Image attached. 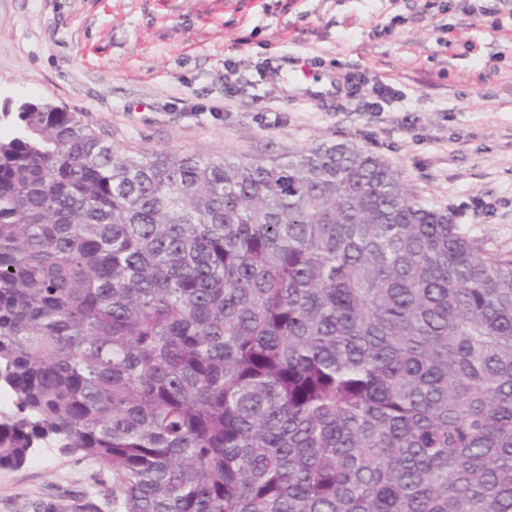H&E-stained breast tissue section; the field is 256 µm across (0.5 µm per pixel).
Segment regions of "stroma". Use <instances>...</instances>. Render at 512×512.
I'll use <instances>...</instances> for the list:
<instances>
[{
  "mask_svg": "<svg viewBox=\"0 0 512 512\" xmlns=\"http://www.w3.org/2000/svg\"><path fill=\"white\" fill-rule=\"evenodd\" d=\"M301 66L368 83L318 105L288 82ZM378 83L394 97L381 112ZM43 99L129 156L256 162L354 144L512 259V32L444 0H0V104ZM90 474L36 449L0 468V512L88 488Z\"/></svg>",
  "mask_w": 512,
  "mask_h": 512,
  "instance_id": "stroma-1",
  "label": "stroma"
}]
</instances>
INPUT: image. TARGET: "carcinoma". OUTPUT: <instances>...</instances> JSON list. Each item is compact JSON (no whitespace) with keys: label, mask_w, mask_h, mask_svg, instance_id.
Returning a JSON list of instances; mask_svg holds the SVG:
<instances>
[{"label":"carcinoma","mask_w":512,"mask_h":512,"mask_svg":"<svg viewBox=\"0 0 512 512\" xmlns=\"http://www.w3.org/2000/svg\"><path fill=\"white\" fill-rule=\"evenodd\" d=\"M0 133V467L32 512H512V260L385 158H138L44 100ZM91 467L59 448H37L19 468H0V512H31L30 503L89 488Z\"/></svg>","instance_id":"carcinoma-1"}]
</instances>
